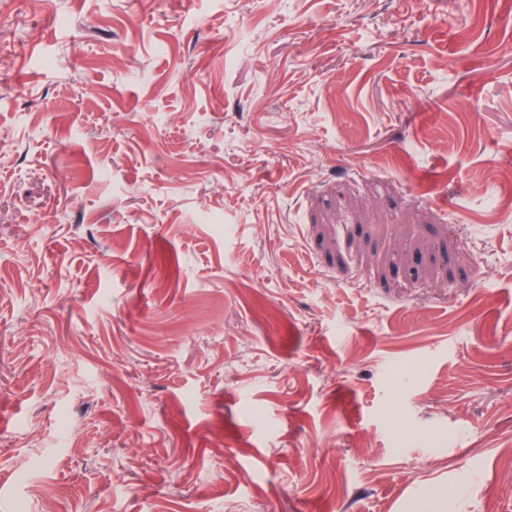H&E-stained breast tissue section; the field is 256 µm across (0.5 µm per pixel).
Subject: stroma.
<instances>
[{"label":"stroma","instance_id":"35a3bbf8","mask_svg":"<svg viewBox=\"0 0 512 512\" xmlns=\"http://www.w3.org/2000/svg\"><path fill=\"white\" fill-rule=\"evenodd\" d=\"M494 169L512 0H0V512H512Z\"/></svg>","mask_w":512,"mask_h":512}]
</instances>
